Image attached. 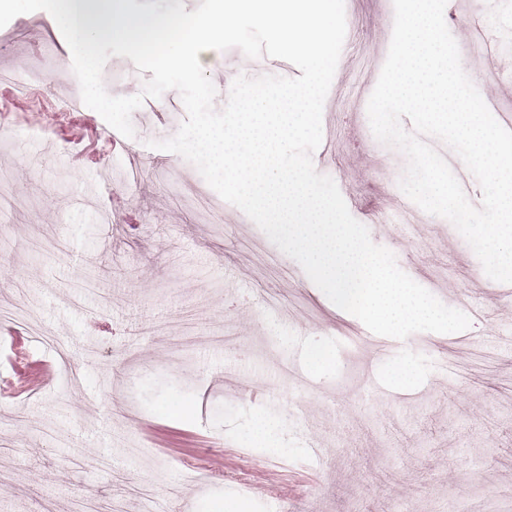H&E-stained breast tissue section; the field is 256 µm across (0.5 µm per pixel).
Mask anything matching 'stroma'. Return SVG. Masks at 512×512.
I'll list each match as a JSON object with an SVG mask.
<instances>
[{
	"label": "stroma",
	"mask_w": 512,
	"mask_h": 512,
	"mask_svg": "<svg viewBox=\"0 0 512 512\" xmlns=\"http://www.w3.org/2000/svg\"><path fill=\"white\" fill-rule=\"evenodd\" d=\"M345 12L358 68L337 66L335 140L314 152L315 169L442 303L468 289L512 320V295L448 220L381 223L408 201L407 160L376 140L366 100L347 90L375 87L393 0H345ZM474 15L496 57L463 68L482 97L512 108V0H448L457 43ZM37 69L79 87L43 10L0 28V71L15 77L0 85V309L33 322L0 328V512H81L89 490L101 512H221L237 500L250 512H512V351L472 333L376 337L193 164L148 148L185 121L177 91L145 100L135 138L117 143L92 109L19 96ZM205 72L219 91L229 76L300 74L236 48L211 51ZM103 74L116 96L146 79L119 56ZM133 168L131 188L106 176ZM308 339L334 365L310 372ZM400 363L413 388L390 381ZM181 405L196 411L175 417Z\"/></svg>",
	"instance_id": "obj_1"
}]
</instances>
